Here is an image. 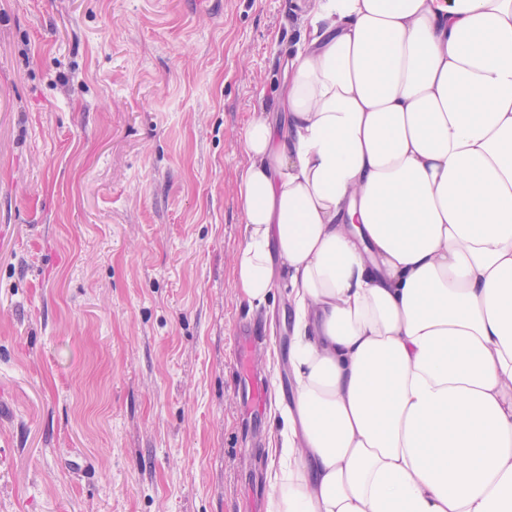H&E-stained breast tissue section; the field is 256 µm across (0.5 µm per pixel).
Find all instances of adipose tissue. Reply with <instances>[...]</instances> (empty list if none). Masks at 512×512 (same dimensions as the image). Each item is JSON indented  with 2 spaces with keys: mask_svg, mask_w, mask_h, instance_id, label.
I'll list each match as a JSON object with an SVG mask.
<instances>
[{
  "mask_svg": "<svg viewBox=\"0 0 512 512\" xmlns=\"http://www.w3.org/2000/svg\"><path fill=\"white\" fill-rule=\"evenodd\" d=\"M238 176L291 290L266 512H512V0H314Z\"/></svg>",
  "mask_w": 512,
  "mask_h": 512,
  "instance_id": "adipose-tissue-1",
  "label": "adipose tissue"
}]
</instances>
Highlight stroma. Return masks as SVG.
Wrapping results in <instances>:
<instances>
[{"label":"stroma","instance_id":"35a3bbf8","mask_svg":"<svg viewBox=\"0 0 512 512\" xmlns=\"http://www.w3.org/2000/svg\"><path fill=\"white\" fill-rule=\"evenodd\" d=\"M310 0H0V512H266L287 283L251 309L241 136ZM249 339H239L236 364L237 388L245 393L248 403L257 409H262L270 394V386L267 381L260 377L252 376L246 366L245 352Z\"/></svg>","mask_w":512,"mask_h":512}]
</instances>
